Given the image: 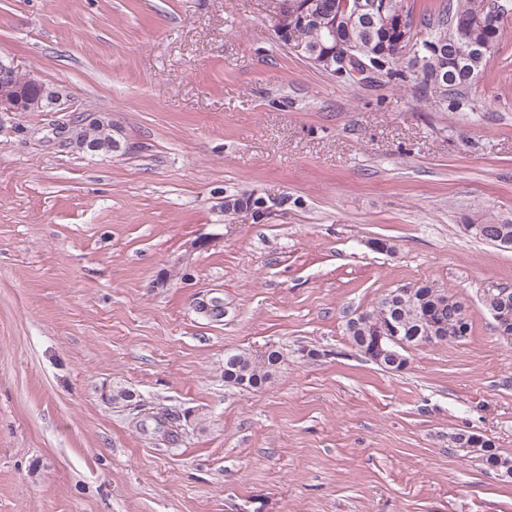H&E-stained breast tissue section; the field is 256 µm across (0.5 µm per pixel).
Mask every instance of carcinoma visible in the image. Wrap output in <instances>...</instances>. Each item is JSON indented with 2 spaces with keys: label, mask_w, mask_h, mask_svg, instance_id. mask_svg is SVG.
<instances>
[{
  "label": "carcinoma",
  "mask_w": 512,
  "mask_h": 512,
  "mask_svg": "<svg viewBox=\"0 0 512 512\" xmlns=\"http://www.w3.org/2000/svg\"><path fill=\"white\" fill-rule=\"evenodd\" d=\"M482 2L483 0H454L455 14L468 16L473 22V36L476 40L489 44L490 49L488 54L471 62L467 70L456 74V82L450 85L453 91H459L473 83L502 38V26L480 23L484 18ZM394 7L403 17L404 26L408 28L415 41L425 43L435 39L449 45L456 41V21L449 19L448 6L445 5L437 13L424 15L418 20L414 18L413 7L408 4V0H395ZM375 35V29L360 19L349 20L337 29V37L345 43L364 44ZM293 39L302 43L310 54L325 45L319 24L315 21L296 25ZM399 60L398 56L374 55L366 58L365 62L374 79L378 80L382 76L392 77V66ZM408 65L411 69L409 80L426 88L434 87V80L438 75L453 71V68L449 67V61L441 57L431 56L420 67L410 56ZM78 135L96 144L99 152L112 153L110 126L87 125L79 130ZM472 236L497 245L505 240L512 241V216H489L472 229ZM463 304L464 300L461 297L448 293L436 283L428 280L418 281L388 292L371 309L348 320L346 333L352 347L357 352H362L366 338L376 335L382 313L386 310L411 347L435 341H455L461 328L470 327V318L462 312ZM486 304L493 308L504 305L512 313V289L503 287L489 291ZM283 359L284 355L279 350H271L260 358H254L246 352H229L224 357V381L240 388H258L270 380ZM152 419L164 428L165 441L170 443L178 438L176 417L159 412L152 415ZM453 441L461 448H473L488 469L495 466L501 470L512 469V459L500 455L494 448L484 445L472 447L465 431L456 433Z\"/></svg>",
  "instance_id": "cac0c4a2"
}]
</instances>
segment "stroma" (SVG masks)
<instances>
[{"label": "stroma", "instance_id": "1", "mask_svg": "<svg viewBox=\"0 0 512 512\" xmlns=\"http://www.w3.org/2000/svg\"><path fill=\"white\" fill-rule=\"evenodd\" d=\"M282 7L0 0V58L136 147L0 116V512H512V479L451 441L512 458V340L483 305L512 249L460 229L512 216V17L444 94L332 78L277 41ZM243 194L263 219L225 215ZM418 280L468 301L470 333L382 371L346 322ZM272 348L270 383H225V350ZM76 121L74 123H69L68 126H65L63 129H66L64 132H68L69 134V143L75 144L76 148L80 149L83 152L87 153H95L98 151L97 146L99 147V151L97 153L103 154H112V147L115 153H120L124 150V146L121 140H115L112 145V129L118 135L119 129L113 125L112 129L109 125H88L90 123H96L101 118L94 113L87 112H76ZM82 125H86L81 128L78 132V135L82 137V139L87 140L88 142L94 144H87V142H83L81 145L77 144V135L76 129L81 127ZM97 146H96V145ZM471 433H467V431H461L457 432L453 436V441L455 444L459 445L461 448H472L473 452H476L478 454L480 461L483 463V465L487 469H493V466L499 467V471L502 473L503 476L512 478V459L508 457H504L500 455L492 446H489L486 448L485 445H481L482 443H487L488 445H491L489 440H485L483 437L479 435H472L471 436V442L481 445L477 448V446H472L470 442V438L464 439L465 436L470 435ZM502 469H510V470H503Z\"/></svg>", "mask_w": 512, "mask_h": 512}]
</instances>
